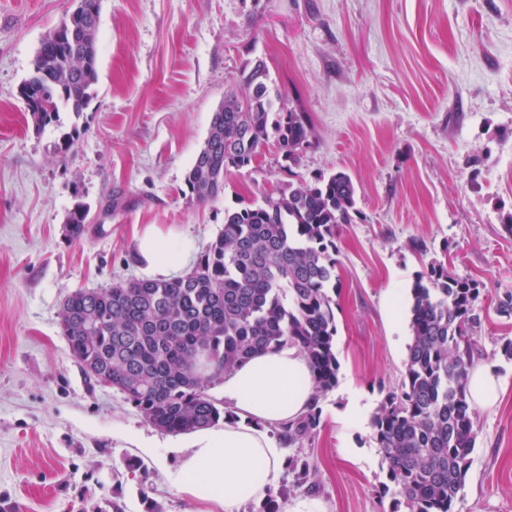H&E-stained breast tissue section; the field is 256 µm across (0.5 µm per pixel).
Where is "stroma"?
I'll return each instance as SVG.
<instances>
[{"label":"stroma","instance_id":"stroma-1","mask_svg":"<svg viewBox=\"0 0 512 512\" xmlns=\"http://www.w3.org/2000/svg\"><path fill=\"white\" fill-rule=\"evenodd\" d=\"M73 7L0 0V512H209L170 486L176 456L162 466L137 448L169 435L89 380L59 321L75 290L146 278L149 225L194 258L225 210L287 185L271 140L217 198L182 194L225 89L259 59L312 128L298 180L346 172L358 210L336 236L338 382L314 434L286 449L310 472L284 471L281 507L307 496L326 512H393L371 419L404 372L413 280L438 261L479 283L475 363L504 382L477 412L453 512H512V319L496 310L512 291V0H101L96 94L64 151L70 112L34 129L19 91ZM115 190L128 204L105 212ZM80 204L75 239L66 219Z\"/></svg>","mask_w":512,"mask_h":512}]
</instances>
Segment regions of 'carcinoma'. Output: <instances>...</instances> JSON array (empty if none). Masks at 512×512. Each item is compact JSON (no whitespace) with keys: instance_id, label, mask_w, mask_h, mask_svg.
Here are the masks:
<instances>
[{"instance_id":"obj_1","label":"carcinoma","mask_w":512,"mask_h":512,"mask_svg":"<svg viewBox=\"0 0 512 512\" xmlns=\"http://www.w3.org/2000/svg\"><path fill=\"white\" fill-rule=\"evenodd\" d=\"M66 15L37 52L22 85L26 110L41 129L65 106L74 118L62 144L71 148L95 94L100 0ZM243 90L224 92L208 136L185 175L184 196L204 204L224 192V174L256 162L274 133L283 168L298 164L311 145L306 113L275 103L261 60L241 73ZM88 210L67 217L70 235L85 232ZM355 186L344 172L288 185L263 202L229 210L217 237L193 268L170 279L132 278L66 299L59 329L87 377L123 395L160 431L188 433L236 416L207 394L208 385L254 353L288 343L307 356L316 385L314 404L283 427L290 446L320 424V398L336 387V236L356 216ZM481 294L473 280L455 277L435 261L411 287V343L398 387L372 418L389 481L405 512H452L471 466L476 412L468 395L475 355L472 330ZM198 360L207 368L191 370Z\"/></svg>"}]
</instances>
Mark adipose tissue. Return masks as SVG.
I'll return each mask as SVG.
<instances>
[{
  "mask_svg": "<svg viewBox=\"0 0 512 512\" xmlns=\"http://www.w3.org/2000/svg\"><path fill=\"white\" fill-rule=\"evenodd\" d=\"M138 250L148 270L161 277L188 257L154 226L145 229ZM218 392L236 422L192 431L188 440L172 444L178 462L165 474L180 493L219 512H239L244 504L264 500L280 483L285 450L269 432L308 411L314 380L304 353L288 344L257 353L225 373Z\"/></svg>",
  "mask_w": 512,
  "mask_h": 512,
  "instance_id": "obj_1",
  "label": "adipose tissue"
}]
</instances>
